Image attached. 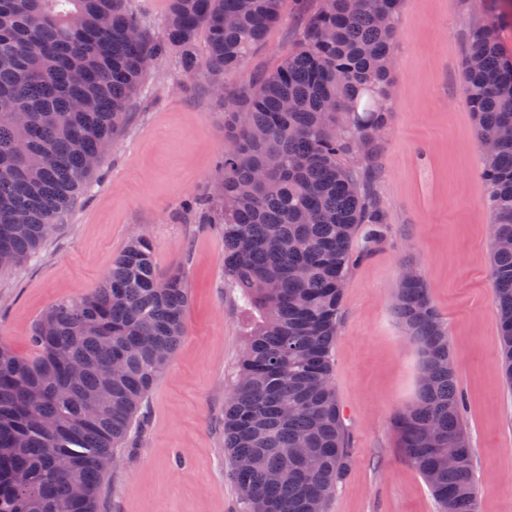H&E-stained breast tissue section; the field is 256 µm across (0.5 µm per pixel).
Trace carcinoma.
Instances as JSON below:
<instances>
[{"label":"carcinoma","mask_w":512,"mask_h":512,"mask_svg":"<svg viewBox=\"0 0 512 512\" xmlns=\"http://www.w3.org/2000/svg\"><path fill=\"white\" fill-rule=\"evenodd\" d=\"M402 0H321L298 44L250 87L224 96V154L205 223L224 236V280L247 319L224 404V449L243 512H326L347 475L348 435L331 351L359 227L383 212L349 159L386 127ZM468 28L462 90L477 139L493 239L512 238V56L505 16ZM281 0H168L162 39L127 0H0V269L37 252L126 125L147 65L168 51L224 85L280 17ZM207 32L200 61L196 36ZM501 366L512 384V249L492 247ZM189 288L158 274L150 238L129 237L99 288L52 304L33 358L0 345V512H98L112 458L186 333ZM395 312L420 356L415 402L396 414L399 448L440 512H478L448 327L418 277ZM458 459L448 461V449Z\"/></svg>","instance_id":"obj_1"}]
</instances>
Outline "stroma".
Instances as JSON below:
<instances>
[{
	"label": "stroma",
	"instance_id": "stroma-1",
	"mask_svg": "<svg viewBox=\"0 0 512 512\" xmlns=\"http://www.w3.org/2000/svg\"><path fill=\"white\" fill-rule=\"evenodd\" d=\"M319 3L282 0L280 21L226 79L225 93L276 69ZM485 16L482 0H404L398 15L388 124L365 173L386 215L383 238L348 273L331 353L349 465L327 512L438 510L393 427L419 388L418 351L393 313L407 263L448 326L479 512H512V389L499 368L493 228L462 91L467 28ZM223 152L222 102L167 53L59 229L27 261L0 272V343L30 358L41 314L98 288L132 232L149 235L160 273L187 281L186 335L104 481L100 512H242L224 452V403L246 319L224 284V239L200 225L193 208L211 192Z\"/></svg>",
	"mask_w": 512,
	"mask_h": 512
}]
</instances>
